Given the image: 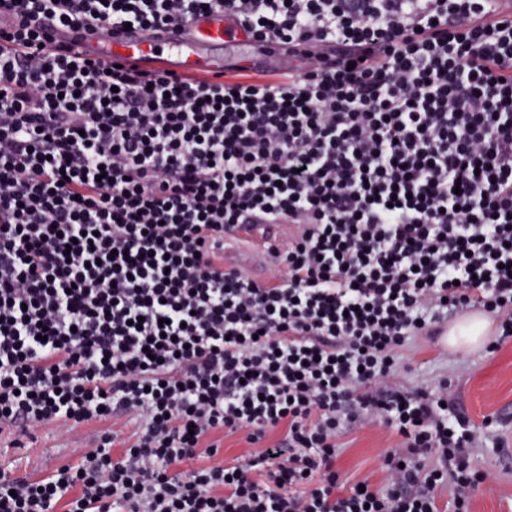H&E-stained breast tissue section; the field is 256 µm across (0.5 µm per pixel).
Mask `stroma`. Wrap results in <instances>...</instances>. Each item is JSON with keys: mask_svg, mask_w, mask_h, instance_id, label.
<instances>
[{"mask_svg": "<svg viewBox=\"0 0 512 512\" xmlns=\"http://www.w3.org/2000/svg\"><path fill=\"white\" fill-rule=\"evenodd\" d=\"M400 359L404 386L434 391L449 384L461 411L483 429L472 465L491 472L494 481L471 491L472 512H512V339L490 353L482 339L440 351L419 338L409 342ZM100 431V425L91 424L63 435L55 426L44 425L21 450L12 448V434L0 432V465H16L22 476H45L63 463L78 462L93 448ZM394 442L388 429L366 424L338 437L336 465L350 483L380 482L379 456Z\"/></svg>", "mask_w": 512, "mask_h": 512, "instance_id": "35a3bbf8", "label": "stroma"}]
</instances>
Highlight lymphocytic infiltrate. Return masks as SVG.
<instances>
[{
    "label": "lymphocytic infiltrate",
    "instance_id": "lymphocytic-infiltrate-1",
    "mask_svg": "<svg viewBox=\"0 0 512 512\" xmlns=\"http://www.w3.org/2000/svg\"><path fill=\"white\" fill-rule=\"evenodd\" d=\"M221 12L303 55L277 80L88 59L41 25ZM495 0H0V426L126 416L0 512H437L478 435L398 353L476 310L512 337V18ZM298 233L259 283L215 251ZM396 434L379 486L337 438ZM282 437L267 443L269 430ZM243 434L244 465L216 433ZM436 462L427 466L425 454Z\"/></svg>",
    "mask_w": 512,
    "mask_h": 512
}]
</instances>
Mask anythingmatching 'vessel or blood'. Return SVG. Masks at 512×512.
<instances>
[{
    "label": "vessel or blood",
    "mask_w": 512,
    "mask_h": 512,
    "mask_svg": "<svg viewBox=\"0 0 512 512\" xmlns=\"http://www.w3.org/2000/svg\"><path fill=\"white\" fill-rule=\"evenodd\" d=\"M51 38L76 44L90 57L109 60L122 58L145 67L178 74L220 76L232 68H245L256 74L283 68L274 43L249 38L223 14L197 17L189 22L162 29L134 27L111 34H89L45 21ZM293 228L288 224H245L235 235L246 245L244 255H237L233 243H224L219 253L224 260H238L252 270L265 269L288 246Z\"/></svg>",
    "instance_id": "b4317fda"
}]
</instances>
